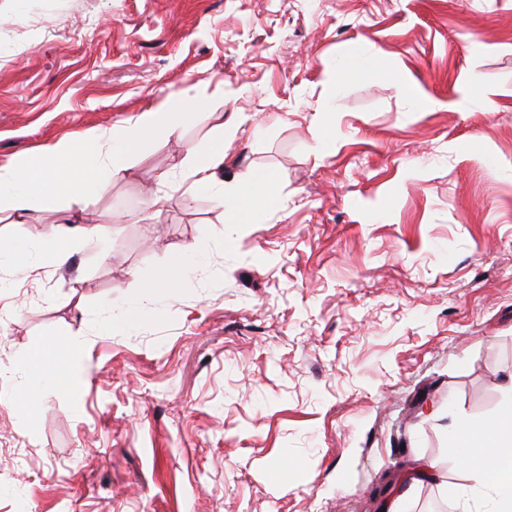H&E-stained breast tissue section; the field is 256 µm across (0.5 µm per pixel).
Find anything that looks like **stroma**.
I'll use <instances>...</instances> for the list:
<instances>
[{
  "label": "stroma",
  "mask_w": 512,
  "mask_h": 512,
  "mask_svg": "<svg viewBox=\"0 0 512 512\" xmlns=\"http://www.w3.org/2000/svg\"><path fill=\"white\" fill-rule=\"evenodd\" d=\"M189 88L276 182L235 223L158 140L98 240L0 262V512H458L448 426L512 383V0H0V166ZM196 252L197 249L192 245L182 247L175 261L158 272L155 280L151 284V287L178 288L181 273L187 267L186 262L189 258L194 257Z\"/></svg>",
  "instance_id": "1"
}]
</instances>
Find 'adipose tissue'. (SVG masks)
I'll return each instance as SVG.
<instances>
[{
  "label": "adipose tissue",
  "instance_id": "obj_1",
  "mask_svg": "<svg viewBox=\"0 0 512 512\" xmlns=\"http://www.w3.org/2000/svg\"><path fill=\"white\" fill-rule=\"evenodd\" d=\"M194 117L189 96L180 97L176 111L156 107L143 110L123 124L97 131L82 143L58 140L48 145L41 158H19L14 164L0 167V212L13 217L11 234L0 236V254L14 253L27 241L39 246L58 261H65L63 240L72 224L78 223L89 195L107 193L113 182L124 179L132 156L153 140H180L185 124ZM208 148L184 145V175L189 187L204 192L236 216H244L259 189L268 181L244 175L228 185L217 176L224 166V127L215 125ZM79 156V168L69 161ZM46 199L61 203L66 222L46 230L31 219ZM454 446L463 448L459 467L470 482L472 497L464 512H512V405L486 418L478 426L456 430Z\"/></svg>",
  "mask_w": 512,
  "mask_h": 512
}]
</instances>
